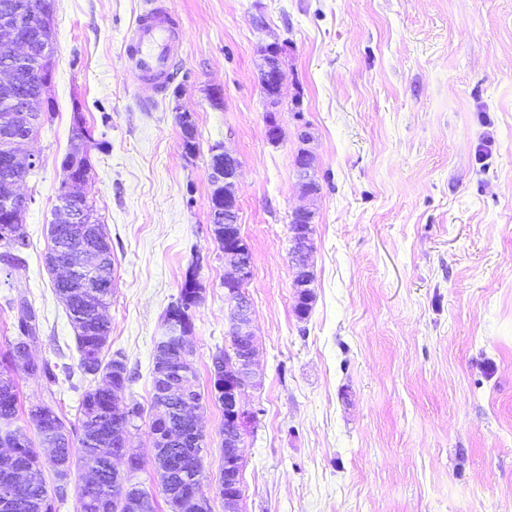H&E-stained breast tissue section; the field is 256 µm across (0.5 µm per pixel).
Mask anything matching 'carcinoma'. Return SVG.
I'll return each mask as SVG.
<instances>
[{"mask_svg": "<svg viewBox=\"0 0 512 512\" xmlns=\"http://www.w3.org/2000/svg\"><path fill=\"white\" fill-rule=\"evenodd\" d=\"M34 13L36 28L34 36V66L45 60V46L54 45V24L41 21L42 12L52 0H24ZM43 94L46 88L33 71L24 73L20 85L11 93L0 90V113L10 111L12 100L18 93ZM186 149H199L195 124L187 125L177 117ZM8 198L0 188V226L12 225L9 236H0V248L5 255L19 263L22 253L30 246L22 230L24 210L17 206L12 215L5 214L4 199ZM56 295L65 304L71 324L76 331V343L80 353V367L84 374L93 377L112 378L128 374L127 365L121 355L104 360V350L111 332V323L105 315L93 319L82 314L83 301L69 293V289L55 282ZM39 329L38 320L21 321L18 336L3 359L0 360V441L10 443V452L0 456V512H56L55 501L64 500L66 487L72 470H85L88 477L81 478L77 485L80 512H127V502L139 501L143 512H154L151 495L137 484L122 485L116 478L112 453V388L101 384L84 390L78 412L80 414L79 435L68 428L64 416L46 404L32 405L28 419L40 441L55 440L53 456L49 465L58 482L55 495H50L45 476L44 462L26 428L17 424L20 406L19 392L11 371L22 367L36 380L52 386L58 376L49 363L26 362L23 337L34 338ZM170 406L167 414V432L177 438L166 448H155L151 456L154 470L159 475L162 491L171 512H203L208 504L201 491L203 480V449L205 444L193 426L178 415L177 402H166Z\"/></svg>", "mask_w": 512, "mask_h": 512, "instance_id": "1", "label": "carcinoma"}]
</instances>
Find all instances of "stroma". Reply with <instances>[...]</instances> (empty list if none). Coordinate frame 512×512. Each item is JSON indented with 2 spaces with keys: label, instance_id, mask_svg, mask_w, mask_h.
<instances>
[{
  "label": "stroma",
  "instance_id": "1",
  "mask_svg": "<svg viewBox=\"0 0 512 512\" xmlns=\"http://www.w3.org/2000/svg\"><path fill=\"white\" fill-rule=\"evenodd\" d=\"M148 3L55 0L54 115L31 140L40 166L20 185L30 246L23 263L0 262V354L23 297L40 318L33 357L67 373L49 389L14 370L22 408L51 405L79 428L81 392L94 382L44 262L78 111L97 142L84 192L115 268L104 354L123 356L125 400L144 410L131 446L147 460L137 480L157 512L170 510L148 463L154 344L196 255L202 492L224 512V411L210 369L231 348L232 309L209 223L217 144L240 162L262 375L243 395L257 418L242 440L241 512H512V0H167L182 55L144 110L124 54ZM262 41L288 46L276 143L256 68ZM180 110L196 124L193 157ZM303 149L321 185L312 200L296 173ZM305 205L316 217L301 318L289 216Z\"/></svg>",
  "mask_w": 512,
  "mask_h": 512
}]
</instances>
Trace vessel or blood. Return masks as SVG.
Wrapping results in <instances>:
<instances>
[{
    "instance_id": "1",
    "label": "vessel or blood",
    "mask_w": 512,
    "mask_h": 512,
    "mask_svg": "<svg viewBox=\"0 0 512 512\" xmlns=\"http://www.w3.org/2000/svg\"><path fill=\"white\" fill-rule=\"evenodd\" d=\"M180 20L174 10L157 5L142 13L128 37V65L142 85L157 92L171 78L181 54Z\"/></svg>"
}]
</instances>
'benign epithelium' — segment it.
Here are the masks:
<instances>
[{"label":"benign epithelium","instance_id":"1","mask_svg":"<svg viewBox=\"0 0 512 512\" xmlns=\"http://www.w3.org/2000/svg\"><path fill=\"white\" fill-rule=\"evenodd\" d=\"M12 19L13 33L7 51L11 62L0 67V88L11 89L19 83L20 78L30 64L32 43L29 31L34 26L32 13L25 7L15 4L7 13ZM258 72L263 85L266 131L270 140L280 139V126L277 112L282 103L284 81L285 48L273 42L261 44L256 50ZM42 100L36 96L23 98L13 112L0 115V150L3 162L0 163V178L10 187L11 198L22 204L28 199L18 191L19 182L11 178L15 168L34 169L39 158L32 152H20L16 146L27 142L31 136H22L26 121L33 120L39 111ZM214 160L208 165L210 183L220 187V194L211 199L210 211L224 214V266L229 273L224 275L225 297L234 307L228 336L232 342V353L224 354L217 362L218 369L224 371V510L240 512L242 500L241 471L242 455L240 444L245 428L256 419L257 412L249 410L242 404V394L249 387L260 384L258 373L254 369L256 346L252 329L250 302L243 288L252 277V264L246 259L248 247L245 244L238 224L239 200L237 183L239 161L221 148L211 151ZM297 165L303 194L314 197L320 193V185L311 174L312 156L308 150L299 152ZM89 173L73 172L67 176L58 204L55 207L50 227L57 229L63 225L88 223L84 212L86 203L82 187L88 181ZM315 212L308 207L296 208L290 216V233L294 244L293 254L297 269L294 287L300 289L299 302L307 308L310 304L308 286L311 282L308 255L312 249V224ZM105 247V239L94 235L86 237L83 261L75 264L64 252L52 256L50 271L54 279L63 282L72 292L87 298L99 295V289L109 284L99 276L96 270L99 255ZM192 330L189 322L179 313L171 312L163 320L160 343L176 340L183 349H189V336ZM182 419L191 422L196 428H202L200 417L196 414L198 403L183 398L179 401Z\"/></svg>","mask_w":512,"mask_h":512}]
</instances>
